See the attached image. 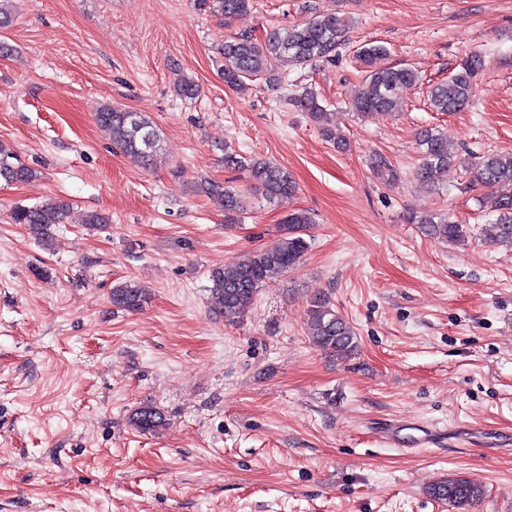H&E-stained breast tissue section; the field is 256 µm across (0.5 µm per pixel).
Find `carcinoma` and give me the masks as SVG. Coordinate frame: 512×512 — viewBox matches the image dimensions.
<instances>
[{"label":"carcinoma","instance_id":"obj_1","mask_svg":"<svg viewBox=\"0 0 512 512\" xmlns=\"http://www.w3.org/2000/svg\"><path fill=\"white\" fill-rule=\"evenodd\" d=\"M201 10L218 12L226 17L247 13L255 0H196ZM347 24L334 14L318 15L293 25L287 31L270 32L258 40L241 34L224 42L222 75L229 88L244 91L249 83L262 79L272 89L284 81L278 65L303 66L320 59L329 60L336 48L345 41ZM385 47L366 43L357 57L365 73V84L352 100V109L363 118L375 113L391 112L397 106L400 92L419 81L417 72L410 67L381 66ZM484 60L479 55L463 59L458 70L445 82L428 90L430 106L437 112H458L470 103L474 86ZM173 92L182 100L200 96L199 84L191 77L179 73L173 81ZM289 104L307 115L321 136L339 149L347 143L336 137L331 113L321 104L317 93L304 88L289 99ZM97 125L108 132L112 143L134 162L149 166L160 151L161 138L149 117L124 108L107 104L95 116ZM420 159L414 178L421 184L436 186L448 180V173L461 171L472 187L512 188V153H484L465 158L458 153L448 137L434 128L422 130L418 137ZM224 168L244 171L249 187L261 192L269 200H284L293 195L295 182L291 174L275 162L264 158L244 157L234 151H224ZM36 176L29 166L17 160L13 151L0 145V180L24 183ZM197 192L219 200L224 210V223L234 224L246 211L247 196L241 190L221 181L204 180L197 184ZM479 207L495 215L493 222L482 229L484 243L493 246H512V191L486 193L478 198ZM70 212L65 201L46 205L16 206L11 220L24 226L39 245L49 249L55 240L56 226L63 223ZM410 224H418L433 238L454 245H463L476 236V229L461 224L446 215L407 216ZM315 224L311 213L304 209L288 212L283 219V235L274 244L246 253L231 266L213 268L209 272L210 310L221 319L244 316L253 306L262 287L278 275L296 269L309 248L305 238L307 230ZM151 289L137 282L126 281L112 287V306L116 309L138 312L149 304ZM307 329L313 345L329 357L338 359L351 355L358 347L355 331L336 310L330 297L316 295L307 310ZM133 425L141 432H155L165 426L166 416L158 408L146 404L132 417ZM481 487L466 478L440 481L431 487V495L462 507L479 499Z\"/></svg>","mask_w":512,"mask_h":512}]
</instances>
